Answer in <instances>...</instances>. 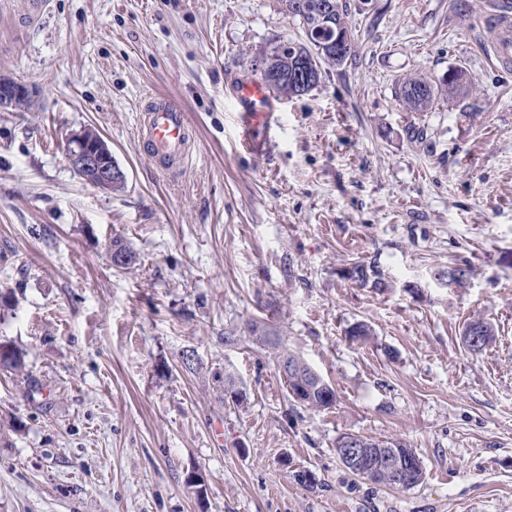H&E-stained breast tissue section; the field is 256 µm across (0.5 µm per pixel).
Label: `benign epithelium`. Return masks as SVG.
Returning a JSON list of instances; mask_svg holds the SVG:
<instances>
[{
    "label": "benign epithelium",
    "instance_id": "1",
    "mask_svg": "<svg viewBox=\"0 0 512 512\" xmlns=\"http://www.w3.org/2000/svg\"><path fill=\"white\" fill-rule=\"evenodd\" d=\"M32 93L28 86L10 79L0 80V110L16 111L22 101H29ZM67 159L72 168L93 187L109 191L113 179L126 178V173L112 159V150L100 137H95L89 129L83 128L73 132L67 144ZM344 461L360 468L371 457L368 442L359 434L353 433L343 439Z\"/></svg>",
    "mask_w": 512,
    "mask_h": 512
}]
</instances>
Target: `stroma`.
<instances>
[{
    "label": "stroma",
    "mask_w": 512,
    "mask_h": 512,
    "mask_svg": "<svg viewBox=\"0 0 512 512\" xmlns=\"http://www.w3.org/2000/svg\"><path fill=\"white\" fill-rule=\"evenodd\" d=\"M488 2L345 0L353 55L272 97L250 152L231 88L306 39L281 0H0V76L32 90L0 112V340L25 353L0 368V512H512V68L487 51ZM454 68L467 92L425 112L398 100L405 77ZM150 95L193 126L171 176L140 142ZM82 128L123 190L70 166ZM116 239L131 268L113 266ZM356 261L383 289L348 278ZM475 320L496 336L479 353ZM280 349L335 407L292 400ZM348 432L414 448L423 482L352 476Z\"/></svg>",
    "instance_id": "35a3bbf8"
}]
</instances>
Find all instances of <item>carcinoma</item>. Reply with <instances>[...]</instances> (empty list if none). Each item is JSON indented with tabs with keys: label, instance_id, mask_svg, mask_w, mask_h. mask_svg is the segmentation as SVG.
I'll list each match as a JSON object with an SVG mask.
<instances>
[{
	"label": "carcinoma",
	"instance_id": "carcinoma-1",
	"mask_svg": "<svg viewBox=\"0 0 512 512\" xmlns=\"http://www.w3.org/2000/svg\"><path fill=\"white\" fill-rule=\"evenodd\" d=\"M328 1L332 4V28L326 29L321 23L320 5ZM307 12L299 16L307 41L303 43L286 42L274 47L262 58L263 80L274 92L286 96H301L311 91L319 82L322 65L341 66L352 55L354 45H349L343 53H336V46L328 41L336 36V31H351L346 21L347 5L343 0H306ZM311 75V81L301 86L297 73ZM466 72L460 68L448 71V75L440 81H431L420 75L405 78L399 87L398 98L409 109L425 112L433 107L441 96L453 95L464 87ZM23 352L13 344L0 341V365L5 368H18L23 364ZM292 366L285 383L289 389L295 390L301 384H309L313 377L311 367L298 355L286 352L278 357L277 366L283 363ZM333 389H316L308 391L298 404L315 410H326L335 406L337 397L326 400L324 392ZM377 458L401 457L414 462L408 482L403 488L409 489L419 485L424 478V471L417 465L414 449L400 441L377 440L374 446Z\"/></svg>",
	"mask_w": 512,
	"mask_h": 512
}]
</instances>
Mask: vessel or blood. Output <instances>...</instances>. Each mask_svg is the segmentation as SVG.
Masks as SVG:
<instances>
[{
  "mask_svg": "<svg viewBox=\"0 0 512 512\" xmlns=\"http://www.w3.org/2000/svg\"><path fill=\"white\" fill-rule=\"evenodd\" d=\"M488 33V49L502 65L512 64V0H491L481 20ZM233 94L241 107L240 124L245 147L260 149L264 143L257 131L270 126L265 87L257 81L235 85ZM140 137L150 156L162 170L183 165L193 142V130L182 103L173 97L147 99L142 113Z\"/></svg>",
  "mask_w": 512,
  "mask_h": 512,
  "instance_id": "1",
  "label": "vessel or blood"
}]
</instances>
